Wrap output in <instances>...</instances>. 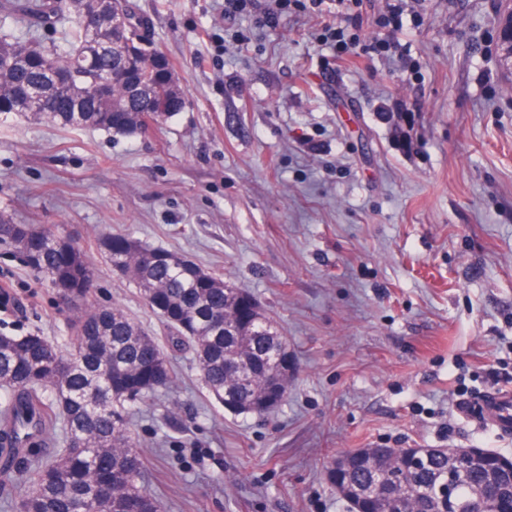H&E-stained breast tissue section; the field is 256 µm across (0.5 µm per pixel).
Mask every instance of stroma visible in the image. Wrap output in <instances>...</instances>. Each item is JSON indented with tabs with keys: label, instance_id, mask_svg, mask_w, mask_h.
Here are the masks:
<instances>
[{
	"label": "stroma",
	"instance_id": "obj_1",
	"mask_svg": "<svg viewBox=\"0 0 512 512\" xmlns=\"http://www.w3.org/2000/svg\"><path fill=\"white\" fill-rule=\"evenodd\" d=\"M189 104L145 133L0 115V213L75 239L89 302L158 341L166 325L98 240L129 234L248 290L288 339L271 414L208 394L191 353L138 404L143 482L165 512H348L334 457L377 445L489 448L512 433L470 410L512 392V63L502 0H420L404 58L333 61L327 13L256 26L224 0H133ZM411 120L381 119L389 101ZM0 334L70 352L71 305L0 243Z\"/></svg>",
	"mask_w": 512,
	"mask_h": 512
}]
</instances>
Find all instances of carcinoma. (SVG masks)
Returning a JSON list of instances; mask_svg holds the SVG:
<instances>
[{
	"instance_id": "1",
	"label": "carcinoma",
	"mask_w": 512,
	"mask_h": 512,
	"mask_svg": "<svg viewBox=\"0 0 512 512\" xmlns=\"http://www.w3.org/2000/svg\"><path fill=\"white\" fill-rule=\"evenodd\" d=\"M66 0H0V19L21 24L18 35L0 36V114L19 110L35 94L42 97L37 120L62 128L94 127L112 131L128 119L145 130L167 121L188 102L167 56L155 46L130 52L112 30V13L89 6L84 17L64 7ZM61 30L49 57L31 56L28 46L41 42L43 29ZM0 241L25 256L41 283L56 289L75 310L72 352L37 331L0 335V449L26 448L34 440L19 436L22 419L56 420L64 447L50 461L16 460L28 475V490L15 512H163V505L141 484L142 461L129 430L133 404L173 383L170 362L156 339L119 307L88 303L94 271L83 248L43 226L12 224L0 214ZM106 261L138 286L146 305L169 328L167 342L190 349L209 395L224 404L236 397L245 413L267 415V390L288 391V349L264 311L234 317L239 289L224 278L189 266L173 252L171 261L151 257L153 249L128 236L100 239ZM404 448H361L331 459L328 480L348 496L382 479L381 472L404 473L409 512H429L439 486L448 478L456 448H423L422 462L409 466ZM457 500L468 512H512V478L496 456L467 472ZM370 512H394L392 491L381 487L363 500Z\"/></svg>"
}]
</instances>
